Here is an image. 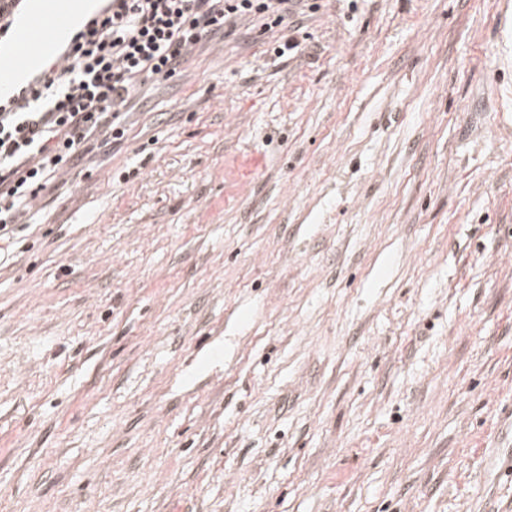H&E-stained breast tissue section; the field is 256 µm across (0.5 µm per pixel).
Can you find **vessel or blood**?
Here are the masks:
<instances>
[{
    "mask_svg": "<svg viewBox=\"0 0 512 512\" xmlns=\"http://www.w3.org/2000/svg\"><path fill=\"white\" fill-rule=\"evenodd\" d=\"M30 7L15 30L9 47L0 48V82L43 73L56 59L61 44L73 30V22L90 0H28Z\"/></svg>",
    "mask_w": 512,
    "mask_h": 512,
    "instance_id": "obj_1",
    "label": "vessel or blood"
}]
</instances>
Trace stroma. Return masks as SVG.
Here are the masks:
<instances>
[{"label": "stroma", "mask_w": 512, "mask_h": 512, "mask_svg": "<svg viewBox=\"0 0 512 512\" xmlns=\"http://www.w3.org/2000/svg\"><path fill=\"white\" fill-rule=\"evenodd\" d=\"M125 123L0 255V512H512V0L242 18Z\"/></svg>", "instance_id": "obj_1"}]
</instances>
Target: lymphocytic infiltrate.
<instances>
[{"mask_svg": "<svg viewBox=\"0 0 512 512\" xmlns=\"http://www.w3.org/2000/svg\"><path fill=\"white\" fill-rule=\"evenodd\" d=\"M293 0H108L41 77L0 98V241L49 182L122 141L119 119L150 79L174 77L202 42L242 17L280 26Z\"/></svg>", "mask_w": 512, "mask_h": 512, "instance_id": "obj_1", "label": "lymphocytic infiltrate"}]
</instances>
